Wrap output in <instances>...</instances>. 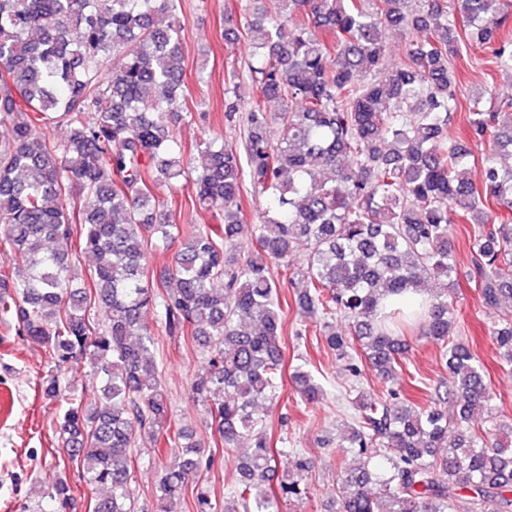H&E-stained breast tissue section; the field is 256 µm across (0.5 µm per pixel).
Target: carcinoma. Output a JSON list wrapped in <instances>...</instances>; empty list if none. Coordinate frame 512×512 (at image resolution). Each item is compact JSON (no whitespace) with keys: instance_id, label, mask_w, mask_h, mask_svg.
I'll return each instance as SVG.
<instances>
[{"instance_id":"obj_1","label":"carcinoma","mask_w":512,"mask_h":512,"mask_svg":"<svg viewBox=\"0 0 512 512\" xmlns=\"http://www.w3.org/2000/svg\"><path fill=\"white\" fill-rule=\"evenodd\" d=\"M268 18L241 0L224 39L249 47L247 68L227 71L224 118L240 143L197 147L184 165L177 137L183 93L181 0H0V238L11 271L0 273V323L41 345L55 371L41 386L66 401L58 439L79 445V476L106 489L91 512H135L131 448L146 435L166 446L157 456L156 512H181L185 475L210 461L174 425L153 355L155 333L142 319L191 339L209 370L191 383L224 449L251 441L224 512H282L308 494L310 463L274 453L260 404L283 378L284 310L279 270L299 277L301 314L347 370L362 355L389 383L361 392L343 437L357 449L358 471L339 478V512H512V421L500 419L478 357L460 336L448 298L456 282L453 220L474 225L468 249L483 306L497 313L493 345L512 365V224H494L490 205L512 208V102L467 112L481 158L448 139L456 108L455 60L467 42L490 48L512 70V43L501 33L512 0H280ZM415 33L404 63L386 71L385 30ZM325 38L317 39L312 30ZM122 56L109 74L106 63ZM268 101L281 104L266 111ZM64 126L56 141L50 129ZM276 128L273 138L270 129ZM479 165L477 180L470 178ZM192 183V205L219 212L218 224H177L150 185ZM266 207L250 244L239 238L242 197ZM176 239L173 268L150 270L152 241ZM93 268L77 276L79 254ZM304 253L306 264L290 269ZM444 278L429 294L424 283ZM410 290L426 296L421 335L436 342L451 376L434 389L436 405L407 407L394 387L408 345L385 323L383 301ZM107 308L90 318L87 302ZM351 321L339 334L331 320ZM86 361L105 405L90 408L61 369ZM293 378L307 404L323 396L310 371ZM286 459L279 490L268 483ZM371 484L382 487L373 495ZM47 497L66 506V473L48 479Z\"/></svg>"}]
</instances>
